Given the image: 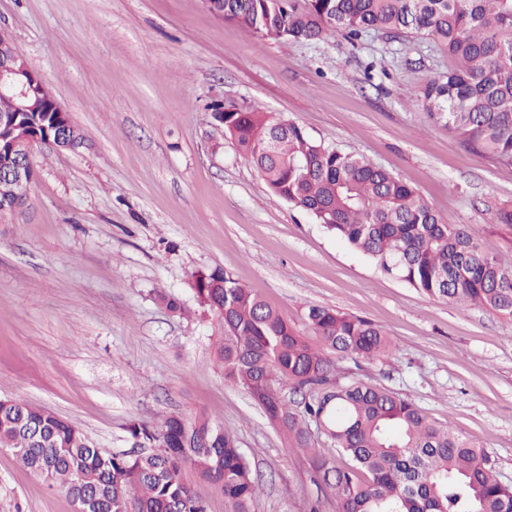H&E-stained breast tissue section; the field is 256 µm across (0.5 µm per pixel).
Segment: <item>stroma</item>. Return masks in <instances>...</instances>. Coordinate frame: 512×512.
<instances>
[{
  "mask_svg": "<svg viewBox=\"0 0 512 512\" xmlns=\"http://www.w3.org/2000/svg\"><path fill=\"white\" fill-rule=\"evenodd\" d=\"M0 31L87 138L76 152L35 145L27 202L0 214V399L76 422L106 453L130 450L129 421L207 415L252 463V512H337L310 458L213 361L218 324L193 275L220 268L295 327L309 305L383 326L389 357L339 359V379L412 400L482 446L512 486V319L382 272L271 196L211 117L236 103L295 122L512 263V233L491 224L512 204V167L466 148L416 100L450 67L446 53L383 34L263 40L205 0H0ZM0 512L76 506L0 448Z\"/></svg>",
  "mask_w": 512,
  "mask_h": 512,
  "instance_id": "stroma-1",
  "label": "stroma"
}]
</instances>
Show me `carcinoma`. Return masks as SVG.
<instances>
[{
	"label": "carcinoma",
	"mask_w": 512,
	"mask_h": 512,
	"mask_svg": "<svg viewBox=\"0 0 512 512\" xmlns=\"http://www.w3.org/2000/svg\"><path fill=\"white\" fill-rule=\"evenodd\" d=\"M218 9L262 39L381 33L434 42L453 66L420 89L430 117L464 146L512 166V0H218ZM30 105L17 121L44 142L58 113L45 96ZM280 123L244 106L224 113V135L272 195L428 296L512 317V265L482 249L469 226L448 223L384 168ZM194 292L220 320L215 361L225 384L246 392L284 441L309 455L338 512H512V488L483 449L430 422L409 399L336 378L338 357L388 355L383 327L310 305L311 336H304L223 270L196 275ZM127 433L136 450L105 454L73 422L0 399V448L65 491L77 512H122L129 504L136 512H206L183 477L187 465L224 494L230 512H251L259 482L250 461L207 416L133 420ZM320 435L345 466L319 455Z\"/></svg>",
	"instance_id": "obj_1"
}]
</instances>
